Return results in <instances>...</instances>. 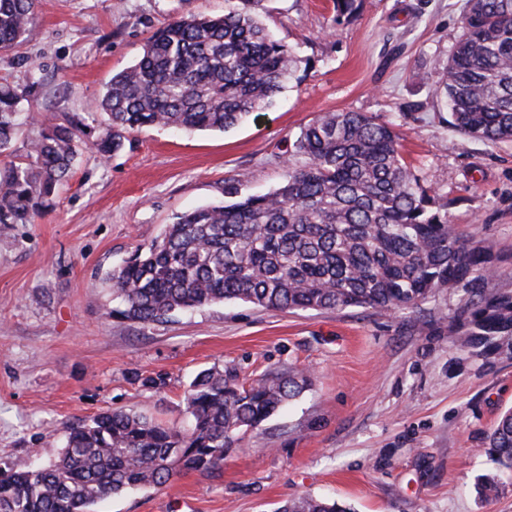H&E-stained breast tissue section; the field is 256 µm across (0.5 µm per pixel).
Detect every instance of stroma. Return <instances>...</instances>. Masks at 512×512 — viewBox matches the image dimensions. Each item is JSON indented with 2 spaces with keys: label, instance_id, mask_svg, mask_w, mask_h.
Listing matches in <instances>:
<instances>
[{
  "label": "stroma",
  "instance_id": "1",
  "mask_svg": "<svg viewBox=\"0 0 512 512\" xmlns=\"http://www.w3.org/2000/svg\"><path fill=\"white\" fill-rule=\"evenodd\" d=\"M264 0V23L297 57L295 80L258 119L223 132L148 129L101 158L83 146L36 223L0 225V463L55 459L65 425L122 409L179 429L195 375L240 383L305 372L307 386L224 462L112 496L95 512H281L304 495L352 512H512V485L479 499L494 472L487 435L512 407V353H463L450 333L458 295L440 290L396 314L358 307L270 311L231 301L139 323L107 316V276L165 225L224 199L230 181L263 194L282 182L301 129L323 112L392 124L402 154L448 222L496 256L491 285L512 291V141L461 136L435 83L461 33L465 0ZM225 0H40L19 52H0L23 104L92 133L113 73L173 18L220 14Z\"/></svg>",
  "mask_w": 512,
  "mask_h": 512
}]
</instances>
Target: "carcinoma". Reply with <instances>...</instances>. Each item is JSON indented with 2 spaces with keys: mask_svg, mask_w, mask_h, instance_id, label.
Returning <instances> with one entry per match:
<instances>
[{
  "mask_svg": "<svg viewBox=\"0 0 512 512\" xmlns=\"http://www.w3.org/2000/svg\"><path fill=\"white\" fill-rule=\"evenodd\" d=\"M222 15L174 19L142 56L115 73L96 109L108 122L101 156L148 128L219 131L260 116L294 76L296 57L262 23V0H235ZM465 12L437 92L459 132L488 143L512 140V0H480ZM38 0H0V52L21 47ZM23 88L0 80V155L22 121L40 127L25 156L0 169V224H33L66 182L86 130L23 114ZM281 185L177 217L136 248L109 281L126 319L150 323L177 310L241 301L271 311L360 307L393 313L441 290L461 293L452 333L472 357L512 352V292L488 288L494 258L448 223V202L428 194L406 163L391 126L363 112H327L301 129ZM299 372L265 374L238 386L201 371L189 384L187 429L125 411L64 427L59 456L27 470L0 467V512H94L112 495L161 486L218 467L233 435L254 428L297 397ZM512 472V408L485 449ZM495 475L478 478L483 499L499 495ZM282 512H347L336 500L299 497Z\"/></svg>",
  "mask_w": 512,
  "mask_h": 512,
  "instance_id": "carcinoma-1",
  "label": "carcinoma"
}]
</instances>
